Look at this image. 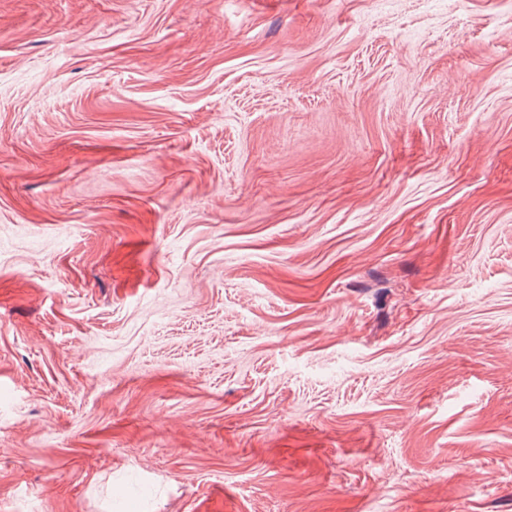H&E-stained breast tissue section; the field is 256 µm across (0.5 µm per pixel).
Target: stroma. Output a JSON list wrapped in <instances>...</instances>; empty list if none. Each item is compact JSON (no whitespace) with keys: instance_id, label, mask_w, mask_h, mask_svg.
Segmentation results:
<instances>
[{"instance_id":"stroma-1","label":"stroma","mask_w":512,"mask_h":512,"mask_svg":"<svg viewBox=\"0 0 512 512\" xmlns=\"http://www.w3.org/2000/svg\"><path fill=\"white\" fill-rule=\"evenodd\" d=\"M0 512H512V0H0Z\"/></svg>"}]
</instances>
